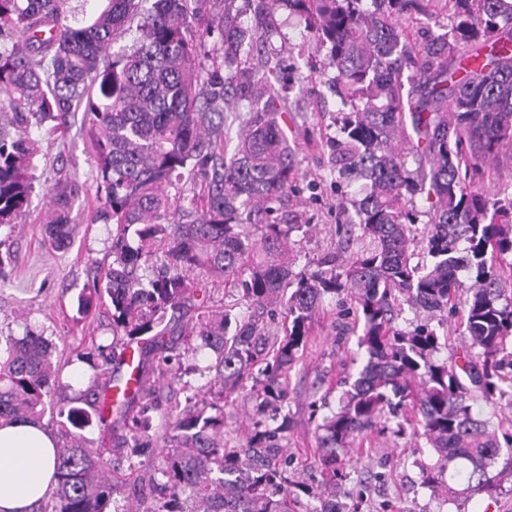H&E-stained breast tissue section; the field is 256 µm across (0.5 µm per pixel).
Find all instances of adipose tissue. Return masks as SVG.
<instances>
[{
	"instance_id": "ef3b65f1",
	"label": "adipose tissue",
	"mask_w": 512,
	"mask_h": 512,
	"mask_svg": "<svg viewBox=\"0 0 512 512\" xmlns=\"http://www.w3.org/2000/svg\"><path fill=\"white\" fill-rule=\"evenodd\" d=\"M56 440L43 427L16 422L0 428V512H31L54 486Z\"/></svg>"
}]
</instances>
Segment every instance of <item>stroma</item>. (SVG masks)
Returning <instances> with one entry per match:
<instances>
[{"label": "stroma", "mask_w": 512, "mask_h": 512, "mask_svg": "<svg viewBox=\"0 0 512 512\" xmlns=\"http://www.w3.org/2000/svg\"><path fill=\"white\" fill-rule=\"evenodd\" d=\"M278 32L262 53L241 50L240 68L258 69L263 61L281 62L288 68L279 86L288 136L298 146L300 177L288 190L278 212L281 220L307 224L310 234L294 249L297 267H305L337 242L336 227L353 216L352 202L360 196V183L338 173L332 164V144L338 135L343 107L332 90V69L326 65V48L320 46L303 23L288 10H278ZM30 136L39 148L32 171L31 203L10 233L6 245L11 262L0 272V331L16 336L32 328L52 339L59 358L70 369L90 373L77 355L89 351L92 340L111 338V319L106 309H97L80 319L77 299L93 261L104 260L110 245L104 225L90 221L96 205L93 181L94 158L81 117L70 120L66 132L53 136L32 128ZM78 181L82 191L72 204L69 218L74 238L68 248L56 250L44 242V218L49 191L60 178ZM337 299H326L314 323L311 340L291 373L285 406L291 429L285 442L293 457L291 469L313 473L317 418L311 410L314 394L336 405L349 369L342 361L356 347L353 336L338 326ZM340 456L348 477L336 499L348 512H512V495L492 500L477 495L456 506L432 497L421 485L419 462H434L424 439L412 432L397 436H373L361 448H346Z\"/></svg>", "instance_id": "1"}]
</instances>
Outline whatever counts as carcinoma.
<instances>
[{
  "instance_id": "cac0c4a2",
  "label": "carcinoma",
  "mask_w": 512,
  "mask_h": 512,
  "mask_svg": "<svg viewBox=\"0 0 512 512\" xmlns=\"http://www.w3.org/2000/svg\"><path fill=\"white\" fill-rule=\"evenodd\" d=\"M142 2L83 0L76 11L69 0H0V227L14 228L30 204V129L55 132L79 110L95 160L92 223L112 227L111 262L92 264L80 294L83 314L107 301L112 318L111 342L77 354L96 371L87 389L53 405L65 383L52 342L30 329L0 334V426L48 416L61 438L56 484L37 512H121L127 478L114 474L112 449L91 447L83 431H122L114 447L132 449L135 472L155 447L160 390L175 385L185 403L166 415L161 478L131 512H309L300 497L309 486L288 477L284 403L315 312L344 294L353 301L345 332L357 337L347 361L359 369L317 425L320 512H346L337 450L392 424L438 455L419 467L444 501L512 493L503 486L512 435L499 438L492 418L473 411L512 405V195L472 186L489 165L512 168V0H448V31L417 46L405 23L432 0H372V10L363 0H262L250 28L230 8L214 10L222 0ZM281 7L327 49L350 108L333 162L365 181L359 221L336 225V250L299 271L291 245L309 225L269 221L299 175L281 125L280 67L223 73ZM133 23V44L110 52ZM212 36L224 45L222 67L206 64ZM234 97L251 112L229 154L224 107ZM410 157L428 168L410 171ZM79 192L73 182L49 192L50 247L70 244ZM417 194L430 201L420 238ZM218 281L240 286L249 308L283 315L284 336L234 305H210ZM406 307L428 311L437 327L398 328ZM135 346L129 377L100 384L97 371ZM200 349L211 363L184 366ZM246 389L253 432L230 448L224 400Z\"/></svg>"
}]
</instances>
